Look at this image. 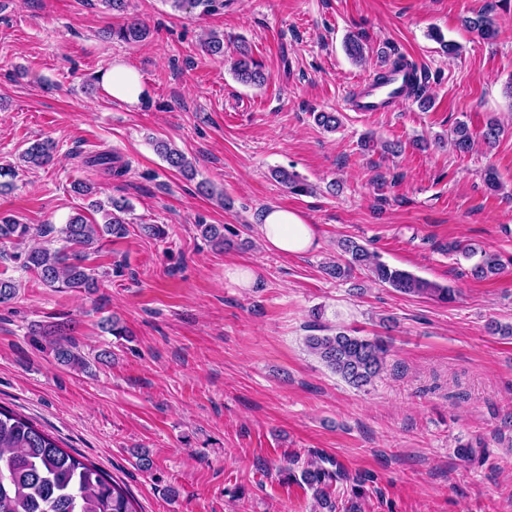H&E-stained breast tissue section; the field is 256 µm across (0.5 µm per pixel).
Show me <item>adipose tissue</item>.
Masks as SVG:
<instances>
[{
	"instance_id": "ef3b65f1",
	"label": "adipose tissue",
	"mask_w": 512,
	"mask_h": 512,
	"mask_svg": "<svg viewBox=\"0 0 512 512\" xmlns=\"http://www.w3.org/2000/svg\"><path fill=\"white\" fill-rule=\"evenodd\" d=\"M102 80L110 96L126 105L137 106L146 96L141 76L124 63H113L103 73ZM258 230L267 247L281 254L304 253L320 246L314 226L294 210L268 207L262 214Z\"/></svg>"
}]
</instances>
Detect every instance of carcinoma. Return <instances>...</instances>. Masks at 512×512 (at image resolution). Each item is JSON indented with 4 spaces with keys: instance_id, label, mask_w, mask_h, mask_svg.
I'll return each instance as SVG.
<instances>
[{
    "instance_id": "1",
    "label": "carcinoma",
    "mask_w": 512,
    "mask_h": 512,
    "mask_svg": "<svg viewBox=\"0 0 512 512\" xmlns=\"http://www.w3.org/2000/svg\"><path fill=\"white\" fill-rule=\"evenodd\" d=\"M129 0H101L110 12L125 17V22L112 34L126 42H141L148 38L150 30L139 18L127 12ZM225 0H170L172 7L201 9L203 14H212L224 9ZM465 25L485 39L497 35L496 23L481 13L464 19ZM202 51L212 56L224 55V38L211 33L201 44ZM347 55L357 63L365 61L361 39L350 35L345 40ZM394 70L407 69L410 80L407 96L423 103L427 83L418 75L416 66L397 57L391 64ZM231 70L236 79L257 88L268 82V75L253 59L252 50L242 40L231 60ZM474 144L473 134L464 123L453 130L451 145L459 153H467ZM157 152L175 171L183 175L194 174L191 161L181 151L165 141L155 143ZM55 146L49 140L29 146L20 155V162L30 168L49 165L54 159ZM86 163L99 167L106 173L121 177L129 170V163L109 153H98L87 158ZM272 177L297 195L310 194L314 186L298 174L279 168ZM92 206L103 213L102 223H91L82 214L69 218L59 228L51 224L33 226L19 224L10 217H0V242L16 245L10 258L36 275L48 288L66 289L94 294L100 288L95 269L85 264L89 252L98 251L99 243L108 237L123 238L128 233L123 214L130 205L124 199H110L109 206L99 201ZM197 231L214 245L224 247V231L215 224H199ZM50 238L61 246L29 245L35 238ZM341 250L349 256L346 265L329 262L324 266L325 274L332 278L348 276L355 268H365L375 281L387 285L406 295H422L448 302L454 297V289L423 279L411 272L400 270L383 262L380 255L351 239L340 242ZM502 264L497 256L484 253L471 268V275L483 279L497 275ZM313 327L319 335L306 337L305 344L333 373L349 385L361 389L371 384L383 371L389 353L387 342L379 337L354 336L346 331L331 329L320 324L322 310H311ZM69 326L59 323L49 328L32 330V342L50 350L55 361L65 367L88 372L90 361L78 350L75 339L68 335ZM288 475L300 485L312 491L319 512H337L336 499L330 488L347 479L341 467L330 470L322 465V459L307 462L300 471L288 468ZM135 500L125 487L112 479L95 465L85 462L67 452L44 430L32 422L0 407V512H138Z\"/></svg>"
}]
</instances>
